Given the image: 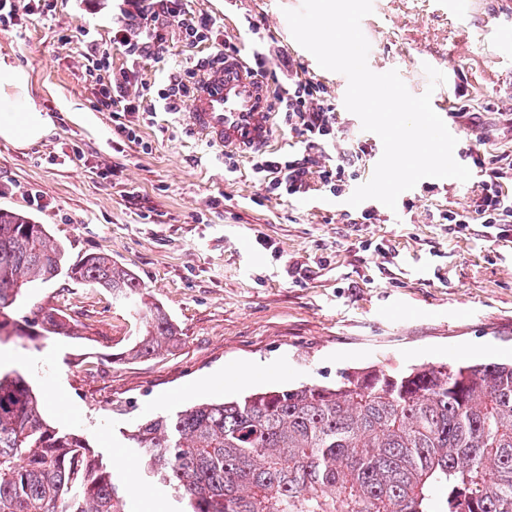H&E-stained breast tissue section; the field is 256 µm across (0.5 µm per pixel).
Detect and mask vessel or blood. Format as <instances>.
<instances>
[{
    "label": "vessel or blood",
    "mask_w": 512,
    "mask_h": 512,
    "mask_svg": "<svg viewBox=\"0 0 512 512\" xmlns=\"http://www.w3.org/2000/svg\"><path fill=\"white\" fill-rule=\"evenodd\" d=\"M188 118L209 143L235 153L266 152L277 138L270 88L236 54L204 69Z\"/></svg>",
    "instance_id": "obj_1"
}]
</instances>
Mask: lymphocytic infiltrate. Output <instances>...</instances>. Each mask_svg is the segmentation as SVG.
Instances as JSON below:
<instances>
[{"mask_svg":"<svg viewBox=\"0 0 512 512\" xmlns=\"http://www.w3.org/2000/svg\"><path fill=\"white\" fill-rule=\"evenodd\" d=\"M126 13L137 20L138 34H131L126 27H118L112 35L113 42L122 45L127 54L135 57L163 53L167 42V29L178 25L187 43L204 41L207 32L216 25L206 15L190 12L184 0H125ZM255 37L253 71L260 78L270 79L274 85L273 110L280 116L281 128L297 138L302 151L282 155L262 153L252 166L253 174L265 193L292 197L320 187L331 194L341 192L349 170L359 158L360 148L332 156L326 154L325 145L336 129V107L324 95L323 88L313 80L302 77V65L293 59L285 60L287 76H280L271 66V56L259 37L258 25H250ZM104 60L93 61L87 74L101 85L100 104L119 116L115 133L121 139L135 143L140 139L132 120L136 113V99L128 91V78L105 75ZM506 176L502 167L488 171L480 192L471 204L445 213L448 223L465 228L472 224L497 230L512 224V195L505 193L502 185Z\"/></svg>","mask_w":512,"mask_h":512,"instance_id":"1","label":"lymphocytic infiltrate"}]
</instances>
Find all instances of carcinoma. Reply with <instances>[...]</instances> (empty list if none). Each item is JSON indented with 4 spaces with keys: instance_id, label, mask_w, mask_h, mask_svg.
Here are the masks:
<instances>
[{
    "instance_id": "cac0c4a2",
    "label": "carcinoma",
    "mask_w": 512,
    "mask_h": 512,
    "mask_svg": "<svg viewBox=\"0 0 512 512\" xmlns=\"http://www.w3.org/2000/svg\"><path fill=\"white\" fill-rule=\"evenodd\" d=\"M64 274L141 319L122 352L160 356L170 315L104 254L71 262L46 225L0 212V336H77L60 310L12 317L25 291ZM127 439L186 512H512V364L340 372L148 419ZM0 512H126L112 473L79 435L49 425L23 375L0 374Z\"/></svg>"
}]
</instances>
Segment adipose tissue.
<instances>
[{"label":"adipose tissue","instance_id":"1","mask_svg":"<svg viewBox=\"0 0 512 512\" xmlns=\"http://www.w3.org/2000/svg\"><path fill=\"white\" fill-rule=\"evenodd\" d=\"M29 85L24 68L0 58V139L19 147L41 141L50 131Z\"/></svg>","mask_w":512,"mask_h":512}]
</instances>
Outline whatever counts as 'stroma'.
Returning a JSON list of instances; mask_svg holds the SVG:
<instances>
[{
	"mask_svg": "<svg viewBox=\"0 0 512 512\" xmlns=\"http://www.w3.org/2000/svg\"><path fill=\"white\" fill-rule=\"evenodd\" d=\"M27 2L17 0L13 25L0 29V56L27 70L51 131L23 148L0 140V210L46 225L70 260L109 254L168 311L180 341L157 357L123 359L142 331L137 316L109 291L62 275L28 288L13 316L58 308L84 324L83 336H10L0 351L43 396L47 421L84 437L116 484L134 485L128 512L186 508L149 477L124 437L145 419L195 402L330 384L343 370L512 361V231L493 239L481 225L438 220L479 191L483 174L471 152L512 160V44L489 32L492 0H476L461 19L436 0H372L361 23L369 68L397 70L414 95L427 88L424 65L445 74L447 122L472 176L459 186L420 181L394 211L368 201L370 224L349 223L356 209L343 194L262 197L251 159L225 173L220 148L195 133L187 112H165L157 97L170 73L213 60L225 43L249 56L252 23L271 53L292 54L284 11L302 0H187L216 19L211 38L189 45L173 26L162 55L138 59L112 41L123 0H53L48 11L27 10ZM94 52L111 72L147 84L136 120L141 144L115 135L99 85L86 80ZM302 64L337 106L329 152L361 141L359 175L373 174L376 146L344 106L347 78L319 72L308 58ZM462 108L466 117H457ZM251 366L266 372L233 380Z\"/></svg>",
	"mask_w": 512,
	"mask_h": 512,
	"instance_id": "stroma-1",
	"label": "stroma"
}]
</instances>
